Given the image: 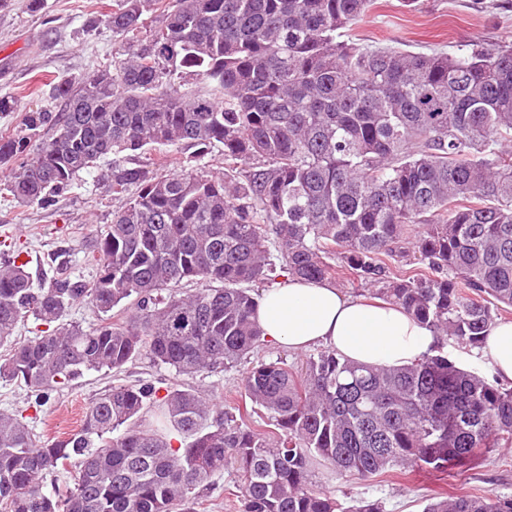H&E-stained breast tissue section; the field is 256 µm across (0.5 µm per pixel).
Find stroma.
<instances>
[{"label":"stroma","mask_w":512,"mask_h":512,"mask_svg":"<svg viewBox=\"0 0 512 512\" xmlns=\"http://www.w3.org/2000/svg\"><path fill=\"white\" fill-rule=\"evenodd\" d=\"M112 0H45L34 11L29 0H0V94L17 99L15 111L0 114V134L12 130L22 115L51 104V84L77 77L111 61L123 40L104 24ZM358 43L398 47L415 52L462 53L469 45L512 41V0H376L355 28ZM111 167L83 174L72 193L48 208L18 203L0 193V241L28 252L33 280L51 275L53 260L66 255L74 275L92 279L95 233L112 221L119 206L110 189ZM241 370L176 375L141 358L110 374L91 372L53 392L41 410H34L26 389L0 380V412L28 417L40 438H63L78 430L84 412L105 389L123 383L163 389L191 387L200 396L215 397L225 407L241 405ZM315 488L335 492L343 506L360 500H382L386 512H422L428 499L449 494L512 495V447L480 450L467 472L414 467L390 471L367 481L336 478L330 465L311 473ZM242 489L233 470L214 475L204 490L199 512H240Z\"/></svg>","instance_id":"35a3bbf8"}]
</instances>
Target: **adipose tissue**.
<instances>
[{"label": "adipose tissue", "instance_id": "obj_1", "mask_svg": "<svg viewBox=\"0 0 512 512\" xmlns=\"http://www.w3.org/2000/svg\"><path fill=\"white\" fill-rule=\"evenodd\" d=\"M265 339L294 351L317 345L366 365H400L428 352L432 331L399 306L344 294L333 284L286 277L264 288L255 309ZM494 374L512 384V322L488 333L482 349Z\"/></svg>", "mask_w": 512, "mask_h": 512}]
</instances>
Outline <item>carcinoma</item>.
I'll use <instances>...</instances> for the list:
<instances>
[{"label":"carcinoma","mask_w":512,"mask_h":512,"mask_svg":"<svg viewBox=\"0 0 512 512\" xmlns=\"http://www.w3.org/2000/svg\"><path fill=\"white\" fill-rule=\"evenodd\" d=\"M159 3L117 0L106 26L131 37ZM373 5L178 0L149 41L54 82L62 110L26 112L0 135V189L21 203L52 206L109 157L112 193L134 188L96 237L92 280L35 284L15 257L0 262V379L41 407L84 373L142 356L187 376L233 367L262 342L253 286L329 280L338 266L431 329V351L381 367L331 348L299 369L258 360L240 389L266 433L178 386L114 385L62 440L0 413V512H194L230 466L242 512H339L309 481L322 461L369 480L462 469L512 444V387L448 355L481 348L512 311V44L371 49L353 30ZM186 71L203 87L184 90ZM157 147L193 150L196 168L124 167ZM216 147L222 174L204 162ZM411 252L426 271L392 275ZM122 302L133 315L114 322ZM76 303L99 323L66 321ZM31 317L46 329L17 340ZM72 463V481L45 491ZM423 512H512V495L432 499Z\"/></svg>","instance_id":"obj_1"}]
</instances>
